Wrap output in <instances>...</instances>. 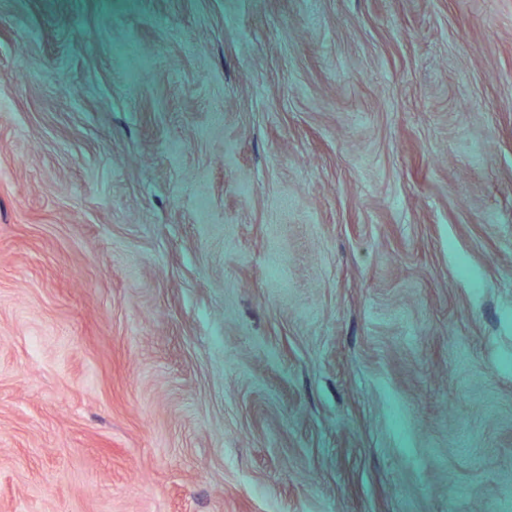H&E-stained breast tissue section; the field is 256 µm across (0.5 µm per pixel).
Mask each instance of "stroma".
Masks as SVG:
<instances>
[{"label":"stroma","instance_id":"stroma-1","mask_svg":"<svg viewBox=\"0 0 512 512\" xmlns=\"http://www.w3.org/2000/svg\"><path fill=\"white\" fill-rule=\"evenodd\" d=\"M0 512H512V0H0Z\"/></svg>","mask_w":512,"mask_h":512}]
</instances>
